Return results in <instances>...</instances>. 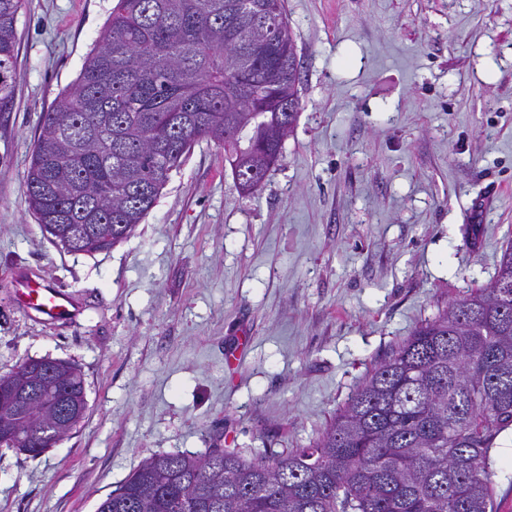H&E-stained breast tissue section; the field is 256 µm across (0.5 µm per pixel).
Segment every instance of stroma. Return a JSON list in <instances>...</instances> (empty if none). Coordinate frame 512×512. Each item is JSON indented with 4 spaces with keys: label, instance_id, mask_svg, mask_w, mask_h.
Returning <instances> with one entry per match:
<instances>
[{
    "label": "stroma",
    "instance_id": "35a3bbf8",
    "mask_svg": "<svg viewBox=\"0 0 512 512\" xmlns=\"http://www.w3.org/2000/svg\"><path fill=\"white\" fill-rule=\"evenodd\" d=\"M117 0H25L0 115V378L81 372L82 422L43 454L0 447V512H95L162 452L305 448L421 321L489 284L512 243V0H286L302 110L253 194L199 142L110 250L71 253L29 212L41 114ZM29 271L68 293L48 325ZM236 350L235 362L225 359ZM512 512V430L490 452ZM14 288L19 305L38 320L55 324L72 319L75 306L69 294L32 273H17Z\"/></svg>",
    "mask_w": 512,
    "mask_h": 512
}]
</instances>
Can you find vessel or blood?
I'll return each mask as SVG.
<instances>
[{
	"label": "vessel or blood",
	"instance_id": "obj_1",
	"mask_svg": "<svg viewBox=\"0 0 512 512\" xmlns=\"http://www.w3.org/2000/svg\"><path fill=\"white\" fill-rule=\"evenodd\" d=\"M14 288L19 305L28 314L44 323L66 322L71 320L75 313V306L69 294L34 274H16Z\"/></svg>",
	"mask_w": 512,
	"mask_h": 512
}]
</instances>
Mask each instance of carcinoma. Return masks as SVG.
Returning <instances> with one entry per match:
<instances>
[{
    "label": "carcinoma",
    "mask_w": 512,
    "mask_h": 512,
    "mask_svg": "<svg viewBox=\"0 0 512 512\" xmlns=\"http://www.w3.org/2000/svg\"><path fill=\"white\" fill-rule=\"evenodd\" d=\"M0 0V114L14 104L17 19ZM285 0H118L78 78L42 113L26 203L62 249L127 239L199 142L224 148L233 178L264 181L301 109ZM291 90L292 112L276 107ZM41 374L23 363L13 382ZM58 386L25 415L0 378V423L35 429L38 456L59 442L44 412L62 396L86 410L82 375L63 362ZM512 429V245L496 277L421 322L377 364L309 448L260 460L209 448L141 464L97 512H497L489 472Z\"/></svg>",
    "instance_id": "obj_1"
}]
</instances>
